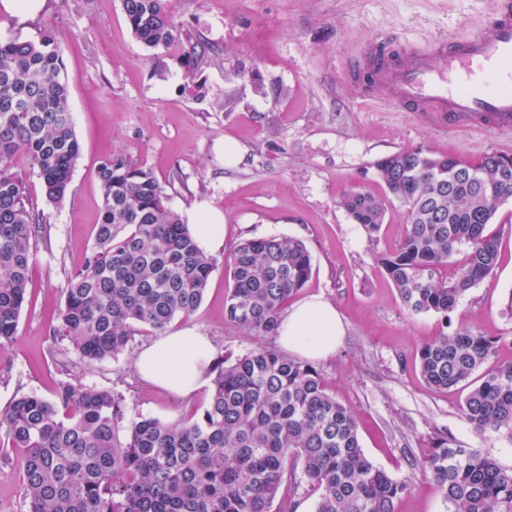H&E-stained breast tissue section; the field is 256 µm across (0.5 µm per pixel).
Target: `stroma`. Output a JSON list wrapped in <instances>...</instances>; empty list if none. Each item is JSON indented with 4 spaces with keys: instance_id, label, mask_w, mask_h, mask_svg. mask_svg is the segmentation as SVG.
Instances as JSON below:
<instances>
[{
    "instance_id": "1",
    "label": "stroma",
    "mask_w": 512,
    "mask_h": 512,
    "mask_svg": "<svg viewBox=\"0 0 512 512\" xmlns=\"http://www.w3.org/2000/svg\"><path fill=\"white\" fill-rule=\"evenodd\" d=\"M488 0H168L174 20L204 42L211 61L188 72L175 49H145L131 34L121 0H41L22 15L0 10V36L62 37L69 106L81 152L62 204L48 201L42 181L21 165L27 204L44 215L49 242H36V263L15 341L0 351V410L16 394L49 397L76 378L112 390L127 416L164 422L203 410L211 386L177 399L142 380L135 360L156 340L136 333L118 358L83 369L53 361L52 328L68 274L93 246L103 204L96 168L107 154L150 168L178 214L203 201L224 213L229 254L246 238L291 237L306 244L313 276L297 300L320 296L336 306L345 334L319 362L328 388L354 412L367 458L409 490L398 512H446L441 491L420 467L435 431L512 469V443L483 438L460 412L463 397L422 378L416 356L444 325L434 314H410L376 265V253L404 236L401 207L389 210L377 239L353 224L339 200L357 186L382 192L371 165L409 147L468 161L512 155V140L494 133L435 131L393 106L363 103L345 85L360 45L391 36L421 45L439 34L467 35L485 19ZM498 267L460 301L454 324L497 337L495 362H512V318L502 313L512 292V202L491 226ZM232 280L213 271L199 308L176 317L170 331L196 328L214 358L237 356L277 337L259 339L224 320ZM17 458L0 455V512H27Z\"/></svg>"
}]
</instances>
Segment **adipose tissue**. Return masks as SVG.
<instances>
[{
    "instance_id": "ef3b65f1",
    "label": "adipose tissue",
    "mask_w": 512,
    "mask_h": 512,
    "mask_svg": "<svg viewBox=\"0 0 512 512\" xmlns=\"http://www.w3.org/2000/svg\"><path fill=\"white\" fill-rule=\"evenodd\" d=\"M187 222L203 252L214 253L222 248L223 212L200 206L188 211ZM343 334L344 326L335 306L312 297L288 310L281 321L279 341L288 350L318 360L335 352ZM211 363L209 338L190 327L156 339L136 358L143 379L178 397L191 396L206 385Z\"/></svg>"
}]
</instances>
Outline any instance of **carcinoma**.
I'll list each match as a JSON object with an SVG mask.
<instances>
[{
  "instance_id": "obj_1",
  "label": "carcinoma",
  "mask_w": 512,
  "mask_h": 512,
  "mask_svg": "<svg viewBox=\"0 0 512 512\" xmlns=\"http://www.w3.org/2000/svg\"><path fill=\"white\" fill-rule=\"evenodd\" d=\"M122 8L145 48L180 46L190 71L208 62L167 0H122ZM79 152L62 38L52 30L0 38L1 351L17 336L34 242L50 238L44 216L26 206L16 160L29 162L59 204ZM506 162L511 155L471 163L402 149L373 163L383 196L353 187L340 204L371 239L390 208H403L402 242L374 261L410 313L439 315L447 328L420 348V373L438 390L466 391L461 412L474 433L512 442V362L488 364L496 339L451 322L464 295L497 268L489 226L512 200ZM97 176L94 245L67 277L53 328L68 346L52 355L87 366L128 350L140 326L162 333L194 313L218 264L168 207L151 170L108 155ZM224 263L232 276L225 321L252 336L278 335L288 300L313 273L304 242L247 238ZM213 373L208 405L173 423L128 420L112 391L76 380L60 381L50 398L15 396L0 412V445L19 452L27 512H296L303 487L317 494L314 512H396L408 484L365 456L354 413L313 363L261 346L213 363ZM421 467L448 512H512V470L446 432L432 438Z\"/></svg>"
}]
</instances>
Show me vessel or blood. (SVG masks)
Masks as SVG:
<instances>
[{"instance_id":"1","label":"vessel or blood","mask_w":512,"mask_h":512,"mask_svg":"<svg viewBox=\"0 0 512 512\" xmlns=\"http://www.w3.org/2000/svg\"><path fill=\"white\" fill-rule=\"evenodd\" d=\"M350 90L437 128L512 135V0H493L480 27L416 47L362 43L346 77Z\"/></svg>"}]
</instances>
